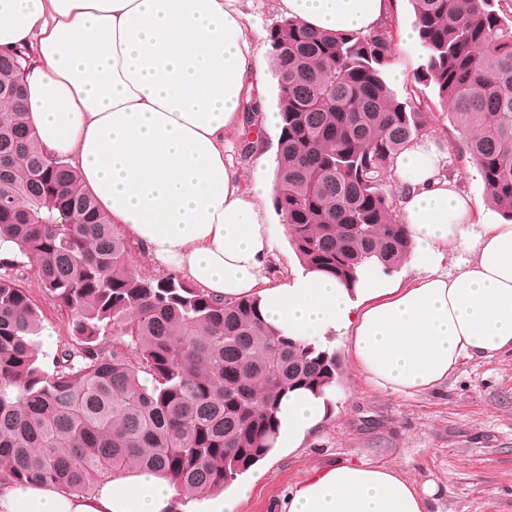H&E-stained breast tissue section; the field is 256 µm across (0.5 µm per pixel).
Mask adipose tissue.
Listing matches in <instances>:
<instances>
[{"instance_id":"1","label":"adipose tissue","mask_w":512,"mask_h":512,"mask_svg":"<svg viewBox=\"0 0 512 512\" xmlns=\"http://www.w3.org/2000/svg\"><path fill=\"white\" fill-rule=\"evenodd\" d=\"M251 0H0V50L27 48L23 109L42 148L75 167L83 190L143 247L211 295L259 299L263 321L296 340L347 336L366 387L407 395L442 386L465 358L512 354V224H486L448 175V143L426 134L395 158L398 219L417 275L368 277L357 289L318 272L271 282L264 202L275 192L262 149L251 180L232 155L248 80L269 65L244 20ZM392 0H275L317 33L372 34ZM459 258L442 270L448 251ZM330 402L304 390L279 404L270 453L293 454ZM157 472L106 477L86 494L0 478V512H173ZM441 493L401 468L350 461L313 467L279 512H432Z\"/></svg>"}]
</instances>
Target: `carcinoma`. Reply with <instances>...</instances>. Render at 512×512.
<instances>
[{
	"label": "carcinoma",
	"instance_id": "carcinoma-1",
	"mask_svg": "<svg viewBox=\"0 0 512 512\" xmlns=\"http://www.w3.org/2000/svg\"><path fill=\"white\" fill-rule=\"evenodd\" d=\"M426 65L417 78L469 132L486 196L512 218V23L491 0H411ZM281 123L274 208L309 271L357 287L411 252L390 168L426 128L382 68L389 32L317 34L285 18L268 34ZM27 53H0V241L72 319L52 366L21 266L0 259V470L83 493L141 469L181 492L224 489L272 448L281 397L337 383L336 352L270 329L257 300H221L179 273L151 275L22 112Z\"/></svg>",
	"mask_w": 512,
	"mask_h": 512
}]
</instances>
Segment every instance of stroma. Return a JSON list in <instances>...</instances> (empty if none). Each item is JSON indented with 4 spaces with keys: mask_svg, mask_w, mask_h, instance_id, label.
<instances>
[{
    "mask_svg": "<svg viewBox=\"0 0 512 512\" xmlns=\"http://www.w3.org/2000/svg\"><path fill=\"white\" fill-rule=\"evenodd\" d=\"M414 21L410 0H397L390 27L395 35L392 63L405 77L390 87L399 100L425 112L428 131L447 138L454 172L474 198L479 218L503 221L463 150L465 136L455 118L441 106L437 89L415 78L424 54L418 44L398 37ZM268 220L275 243L267 276L276 281L302 272L280 215L269 211ZM20 281L40 308L44 335L55 339L39 347L41 359L51 362L57 348L72 340L70 318L47 298L32 270H24ZM325 343L341 364L330 419L295 454L273 463L260 461L246 472L245 480L255 486L237 512H273L287 488L311 468L336 459L398 465L418 481L436 482L442 493L435 512H512V355L464 361L440 388L399 397L360 385L352 375L344 337L333 335Z\"/></svg>",
    "mask_w": 512,
    "mask_h": 512,
    "instance_id": "obj_1",
    "label": "stroma"
}]
</instances>
